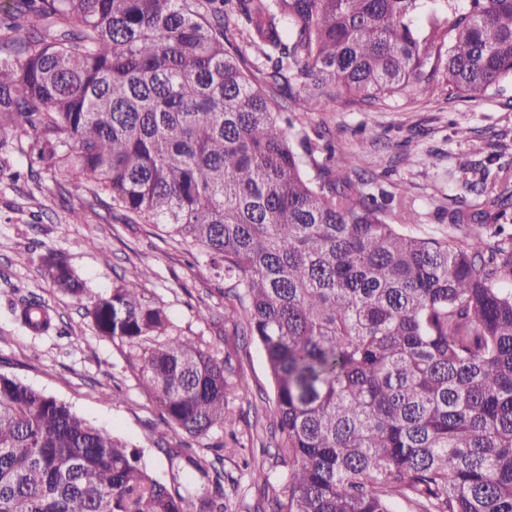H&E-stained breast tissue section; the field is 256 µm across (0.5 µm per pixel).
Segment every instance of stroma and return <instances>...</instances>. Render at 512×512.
<instances>
[{"label":"stroma","instance_id":"35a3bbf8","mask_svg":"<svg viewBox=\"0 0 512 512\" xmlns=\"http://www.w3.org/2000/svg\"><path fill=\"white\" fill-rule=\"evenodd\" d=\"M308 131L329 133L336 142L367 155L366 170L392 194H406L418 221L403 225L414 236L445 240L461 235L447 211L459 194L487 208L485 195L464 193L465 164L480 161L490 170L512 169V83L487 100L472 103L433 91L398 94L372 105L321 107L301 113ZM469 129L466 138L457 129ZM61 254L85 281L88 293L76 300L57 293L42 273L41 258ZM125 281L144 288L164 306L174 335L192 340L224 360L230 378L245 377L247 397L230 396L233 425L207 438H170L188 454H205L223 444L221 487L230 512H257L264 499L248 467L264 466L272 479L283 469L269 451L273 387L263 351L253 337L224 320L227 285L203 259L153 225L134 223L121 211L96 202L64 173L40 181L0 183V373L69 405L93 425L117 434L143 454L157 479L169 485L214 492L184 458L169 457L157 438L164 425L140 382L141 363L125 344L99 337L86 309L93 298ZM38 297L57 318L59 329L38 335L15 322L12 308ZM116 399H109V392Z\"/></svg>","mask_w":512,"mask_h":512}]
</instances>
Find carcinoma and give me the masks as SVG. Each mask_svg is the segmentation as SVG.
Wrapping results in <instances>:
<instances>
[{"label":"carcinoma","mask_w":512,"mask_h":512,"mask_svg":"<svg viewBox=\"0 0 512 512\" xmlns=\"http://www.w3.org/2000/svg\"><path fill=\"white\" fill-rule=\"evenodd\" d=\"M419 27L420 0H13L0 14V181L64 171L94 199L156 224L232 283L224 321L262 348L286 474L261 512H512V236L405 234L406 197L365 190V154L280 126L321 98L372 104L424 92L480 102L512 80V0H456ZM254 51L249 59L237 40ZM342 154L336 166L319 163ZM312 165L315 174L306 171ZM498 214L512 172L475 162ZM460 201L450 224H483ZM59 293L85 282L42 258ZM141 354L168 436L234 422L249 383L169 332L160 304L120 283L87 311ZM27 329L56 322L33 298ZM188 465L216 484L188 455ZM0 512H228L168 485L142 453L68 405L0 374Z\"/></svg>","instance_id":"obj_1"}]
</instances>
